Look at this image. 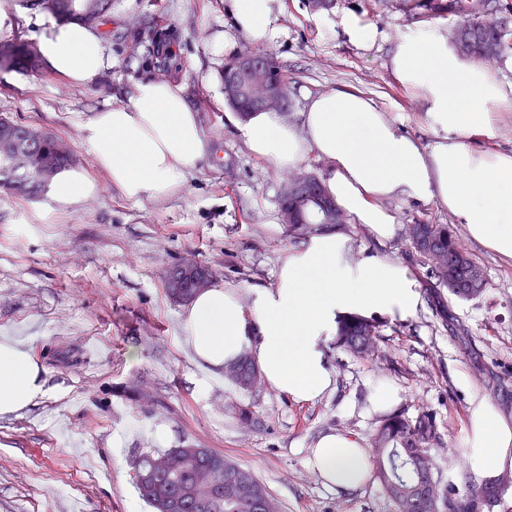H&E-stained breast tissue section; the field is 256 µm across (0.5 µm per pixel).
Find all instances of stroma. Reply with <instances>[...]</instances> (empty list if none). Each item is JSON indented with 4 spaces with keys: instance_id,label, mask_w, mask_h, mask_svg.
Returning a JSON list of instances; mask_svg holds the SVG:
<instances>
[{
    "instance_id": "35a3bbf8",
    "label": "stroma",
    "mask_w": 512,
    "mask_h": 512,
    "mask_svg": "<svg viewBox=\"0 0 512 512\" xmlns=\"http://www.w3.org/2000/svg\"><path fill=\"white\" fill-rule=\"evenodd\" d=\"M224 2L112 0L104 21L112 66L87 86L47 69L0 72V116L62 138L76 167L93 174L81 126L128 103L153 76L146 45L129 33L154 22L177 37L176 79L210 145L200 170L162 201H128L104 185L74 210L55 212L48 197L0 191V336L27 337L50 388L35 407L0 417V512H152L135 487L132 458L156 450L154 427L168 429L169 446L209 448L249 467L284 512H396L377 482L332 491L308 463L324 431L372 443L381 416L368 411L366 396L378 382L398 389L397 407L408 415L434 412L442 444L431 453L444 489L471 474L463 450L471 396L512 421V265L472 243L462 226L460 242L483 267L485 291L449 298L444 322L427 306L404 321L377 320L373 357L330 346L336 388L320 400L300 404L265 386L243 393L225 380L200 386L203 374L182 341V307L165 293L168 270L191 258L216 282L270 286L294 243L272 225L285 174L256 159L224 121V65L251 48ZM284 2L283 34L265 51L283 67L293 112L304 111L308 96L346 87L431 141L389 57L400 34L434 24L449 35L456 16L420 17L407 0H332L318 13L307 0ZM350 17L376 27L371 48L351 40ZM233 400L253 406L261 427L239 425L227 409Z\"/></svg>"
}]
</instances>
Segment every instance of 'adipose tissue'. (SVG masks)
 <instances>
[{"label": "adipose tissue", "instance_id": "1", "mask_svg": "<svg viewBox=\"0 0 512 512\" xmlns=\"http://www.w3.org/2000/svg\"><path fill=\"white\" fill-rule=\"evenodd\" d=\"M226 10L251 44L268 46L281 34L283 0H228ZM38 48L46 66L75 86L94 83L110 65L100 30L76 20L49 21ZM389 68L432 130L428 145L404 133L375 100L347 88L310 97L295 122L275 112L244 121L231 112L227 119L248 151L277 170L296 169L311 156L324 161L326 194L377 243L397 236V204H434L465 225L472 242L512 261V151L472 146L494 137L496 114L512 109V84L460 57L434 26L403 33ZM81 132L108 185L129 201L168 198L208 151L197 113L172 80H142L130 103L93 113ZM99 189L86 171L65 168L48 196L64 212ZM423 305L406 263L370 251L355 255L349 234L316 226L285 251L273 287L212 285L189 302L181 325L208 379H221L246 355L270 389L302 404L336 386L326 348L338 319L403 321ZM48 392L30 348L0 338V416L36 406ZM468 416L464 448L474 477L491 481L512 470V424L477 395ZM309 465L326 487L343 492L358 488L370 470L362 439L338 431L319 434Z\"/></svg>", "mask_w": 512, "mask_h": 512}]
</instances>
